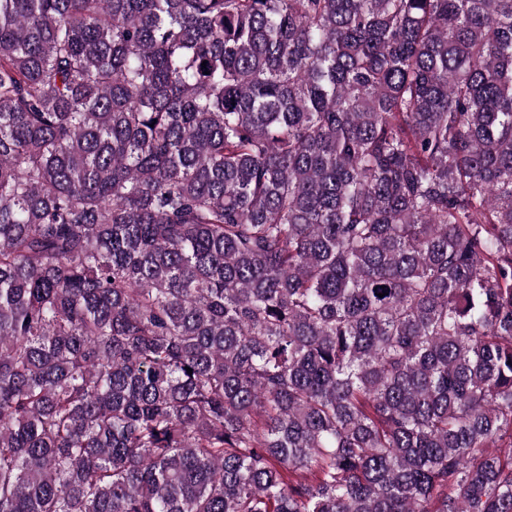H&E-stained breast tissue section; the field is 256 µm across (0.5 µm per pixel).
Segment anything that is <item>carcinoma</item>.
<instances>
[{"label": "carcinoma", "instance_id": "1", "mask_svg": "<svg viewBox=\"0 0 512 512\" xmlns=\"http://www.w3.org/2000/svg\"><path fill=\"white\" fill-rule=\"evenodd\" d=\"M0 512H512V0H0Z\"/></svg>", "mask_w": 512, "mask_h": 512}]
</instances>
